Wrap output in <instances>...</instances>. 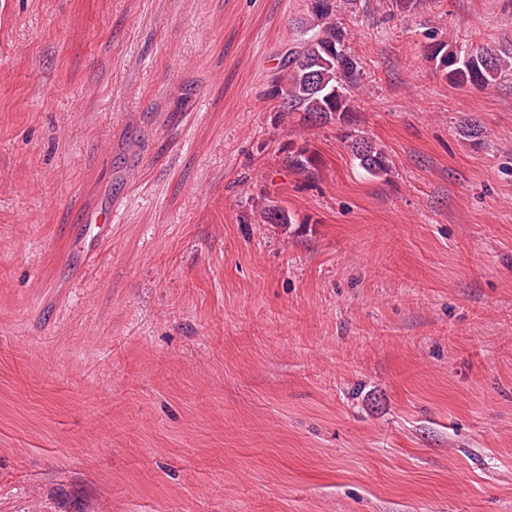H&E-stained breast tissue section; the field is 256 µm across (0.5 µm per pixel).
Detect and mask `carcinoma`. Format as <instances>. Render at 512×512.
Here are the masks:
<instances>
[{"mask_svg": "<svg viewBox=\"0 0 512 512\" xmlns=\"http://www.w3.org/2000/svg\"><path fill=\"white\" fill-rule=\"evenodd\" d=\"M359 0H310L308 16L298 23L297 37L286 45L270 80L269 96L288 119L311 126L343 120L351 112V97L362 80L358 59L349 46L350 33L338 15L356 9ZM430 59L452 84L484 89L512 79V44L498 50L438 42L429 47ZM348 148L368 175L390 169L386 153L365 136L347 137ZM288 169L306 179L317 176L318 152L305 143L288 147ZM261 217L271 224H291L281 206L269 203Z\"/></svg>", "mask_w": 512, "mask_h": 512, "instance_id": "obj_1", "label": "carcinoma"}]
</instances>
